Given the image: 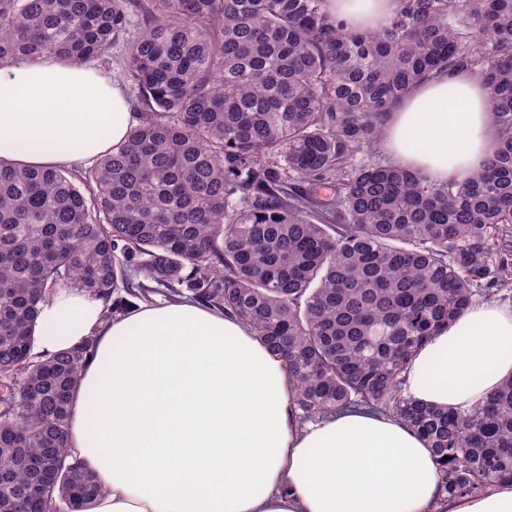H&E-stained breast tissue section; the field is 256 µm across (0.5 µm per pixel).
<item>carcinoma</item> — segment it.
<instances>
[{
    "mask_svg": "<svg viewBox=\"0 0 512 512\" xmlns=\"http://www.w3.org/2000/svg\"><path fill=\"white\" fill-rule=\"evenodd\" d=\"M327 0H0V60L101 61L128 42L139 123L85 170L0 160V512H79L70 395L92 343L36 358L54 288L109 316L154 288L238 315L282 356L299 418L384 413L428 442L446 494L512 482V379L466 412L402 395L413 354L509 273L512 0H398L352 30ZM476 70L498 132L478 173L428 183L376 158L395 106Z\"/></svg>",
    "mask_w": 512,
    "mask_h": 512,
    "instance_id": "cac0c4a2",
    "label": "carcinoma"
}]
</instances>
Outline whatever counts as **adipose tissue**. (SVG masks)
Instances as JSON below:
<instances>
[{"instance_id":"obj_1","label":"adipose tissue","mask_w":512,"mask_h":512,"mask_svg":"<svg viewBox=\"0 0 512 512\" xmlns=\"http://www.w3.org/2000/svg\"><path fill=\"white\" fill-rule=\"evenodd\" d=\"M396 0H329L348 26H385ZM110 72L62 54L0 61V159L93 165L136 125ZM394 165L444 182L496 145L490 90L472 70L417 86L381 137ZM102 298L55 290L33 355L93 341L70 395L67 448L100 489L84 512H512V484L447 495L427 442L402 420L339 412L301 422L297 382L239 317L184 298L105 317ZM512 378V303H472L415 354L404 392L467 410Z\"/></svg>"}]
</instances>
